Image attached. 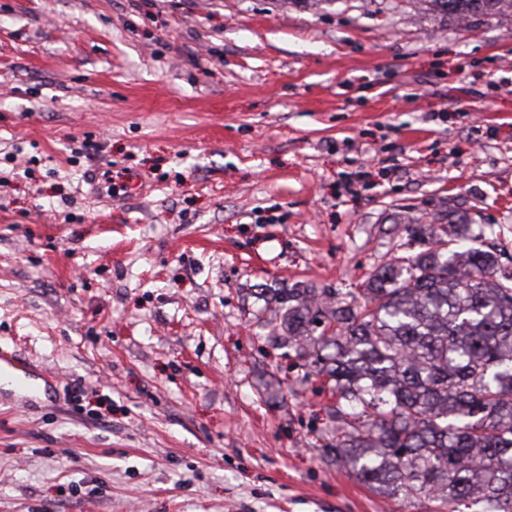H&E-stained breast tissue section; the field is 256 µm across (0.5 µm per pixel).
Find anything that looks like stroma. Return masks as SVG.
Listing matches in <instances>:
<instances>
[{
	"mask_svg": "<svg viewBox=\"0 0 512 512\" xmlns=\"http://www.w3.org/2000/svg\"><path fill=\"white\" fill-rule=\"evenodd\" d=\"M451 211L512 270L510 15L0 0V349L57 377L0 399V512H445L324 456L259 293L359 287Z\"/></svg>",
	"mask_w": 512,
	"mask_h": 512,
	"instance_id": "stroma-1",
	"label": "stroma"
}]
</instances>
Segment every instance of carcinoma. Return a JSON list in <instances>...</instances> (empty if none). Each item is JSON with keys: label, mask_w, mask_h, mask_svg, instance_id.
<instances>
[{"label": "carcinoma", "mask_w": 512, "mask_h": 512, "mask_svg": "<svg viewBox=\"0 0 512 512\" xmlns=\"http://www.w3.org/2000/svg\"><path fill=\"white\" fill-rule=\"evenodd\" d=\"M460 20L512 0H428ZM420 249L380 263L364 287L271 292L272 328L316 357L336 397V465L380 494L448 512H512V272L497 253L460 249L465 220L406 224Z\"/></svg>", "instance_id": "cac0c4a2"}]
</instances>
